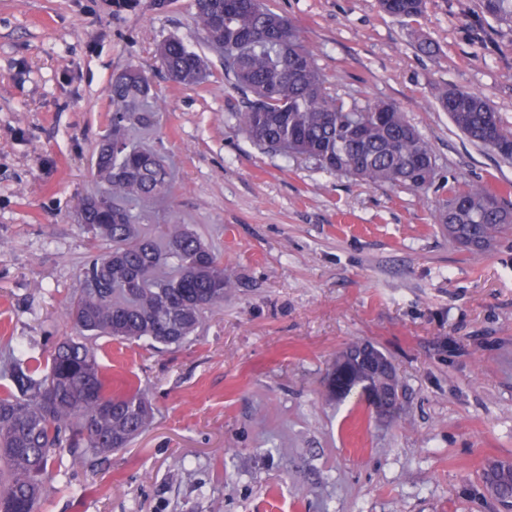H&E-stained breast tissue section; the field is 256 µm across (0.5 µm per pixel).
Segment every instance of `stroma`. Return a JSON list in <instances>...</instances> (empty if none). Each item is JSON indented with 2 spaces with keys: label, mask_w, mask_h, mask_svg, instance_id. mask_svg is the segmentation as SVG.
Returning <instances> with one entry per match:
<instances>
[{
  "label": "stroma",
  "mask_w": 512,
  "mask_h": 512,
  "mask_svg": "<svg viewBox=\"0 0 512 512\" xmlns=\"http://www.w3.org/2000/svg\"><path fill=\"white\" fill-rule=\"evenodd\" d=\"M267 5L298 27L331 95L404 109L436 156L428 190L255 147L236 130L245 95L199 35L194 0H0V363L48 367L79 270L106 248L76 207L98 190L107 89L125 68L152 84L159 123L138 139L174 176L146 223L190 225L232 281L223 310L181 345L97 339L113 390L143 391L152 422L109 454L58 451L40 512H500L483 473L512 463V232L473 258L435 204L481 182L512 208V162L470 142L437 96L480 92L512 129V28L481 0H427L413 22L378 0ZM170 38L207 57L203 84L161 68ZM353 342L390 361L394 418L356 393L327 399Z\"/></svg>",
  "instance_id": "obj_1"
}]
</instances>
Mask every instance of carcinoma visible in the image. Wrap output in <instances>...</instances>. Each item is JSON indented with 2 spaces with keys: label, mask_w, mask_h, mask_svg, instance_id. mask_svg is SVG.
<instances>
[{
  "label": "carcinoma",
  "mask_w": 512,
  "mask_h": 512,
  "mask_svg": "<svg viewBox=\"0 0 512 512\" xmlns=\"http://www.w3.org/2000/svg\"><path fill=\"white\" fill-rule=\"evenodd\" d=\"M389 15L414 19L425 0H379ZM485 13L512 23V0H483ZM197 27L206 44L215 38L224 53V75L248 91L243 109L233 113L237 130L255 147L315 162L323 170L367 184L425 190L435 177L428 140L397 105L369 100L347 104L325 85L313 52L288 18L261 0H195ZM161 65L176 83H199L203 58L183 41L158 48ZM109 133L98 146L95 175L104 199H81L84 230L107 242L104 252L81 272V288L66 307L72 337L59 343L50 366L34 377L18 359L3 369L14 389L0 395V512H38L47 490V465L59 448H83L94 455L126 447L151 421V406L137 390L112 393L88 341L99 336L148 339L177 345L224 307V262L186 224L146 229L136 207L171 194V172L154 151L136 143L135 128L157 122L158 108L142 70L130 67L112 78ZM438 104L470 141L488 150V125L505 136L512 130L486 98L468 90H446ZM361 126V139L351 127ZM497 194L482 183H468L438 203V221L461 226L475 255L512 226V211L489 209ZM383 354L351 344L341 355L348 376L327 382L326 396L342 399L360 389L387 393L372 361ZM485 483L501 504L512 501V465L495 464Z\"/></svg>",
  "instance_id": "1"
}]
</instances>
